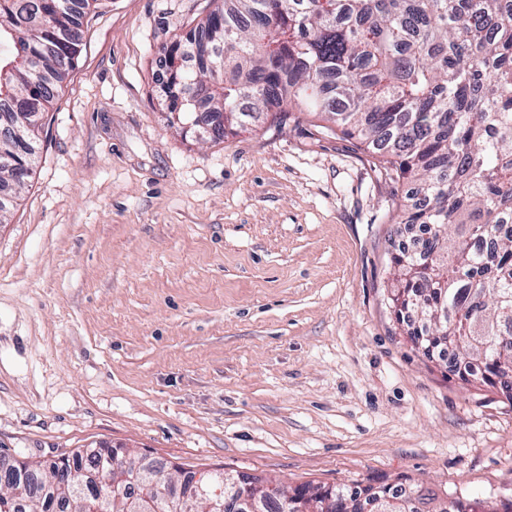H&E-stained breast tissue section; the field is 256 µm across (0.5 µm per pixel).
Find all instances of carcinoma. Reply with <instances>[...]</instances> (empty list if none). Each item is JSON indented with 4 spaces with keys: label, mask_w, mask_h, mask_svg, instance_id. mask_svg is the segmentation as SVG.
Returning <instances> with one entry per match:
<instances>
[{
    "label": "carcinoma",
    "mask_w": 512,
    "mask_h": 512,
    "mask_svg": "<svg viewBox=\"0 0 512 512\" xmlns=\"http://www.w3.org/2000/svg\"><path fill=\"white\" fill-rule=\"evenodd\" d=\"M96 0H0V203L13 206L33 173L44 112L81 53ZM214 8L174 41L169 84L200 95L224 121L217 141L256 112L283 123L318 112L342 134L387 157L393 180L421 189L403 210L425 229L420 249L390 257L404 287H448L421 317L395 313L414 337L448 314L451 351L474 382L495 387L512 369V0H213ZM170 124L197 125L192 109L167 105ZM439 230L432 231V226ZM106 457L76 450L56 460L43 493L41 466L16 460L11 499L0 512H91L73 496L76 472L113 473ZM162 480L145 488L152 509L170 512ZM316 512H354L347 487L304 483ZM253 512H292L276 488ZM430 512H512V496L461 489Z\"/></svg>",
    "instance_id": "1"
}]
</instances>
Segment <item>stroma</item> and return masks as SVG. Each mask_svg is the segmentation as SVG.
Segmentation results:
<instances>
[{"label":"stroma","instance_id":"1","mask_svg":"<svg viewBox=\"0 0 512 512\" xmlns=\"http://www.w3.org/2000/svg\"><path fill=\"white\" fill-rule=\"evenodd\" d=\"M211 0H99L0 223V451L512 495V398L398 326L406 183L321 115L214 142L160 59Z\"/></svg>","mask_w":512,"mask_h":512}]
</instances>
